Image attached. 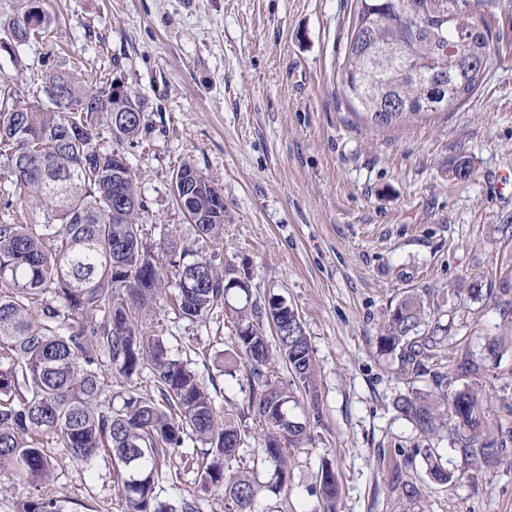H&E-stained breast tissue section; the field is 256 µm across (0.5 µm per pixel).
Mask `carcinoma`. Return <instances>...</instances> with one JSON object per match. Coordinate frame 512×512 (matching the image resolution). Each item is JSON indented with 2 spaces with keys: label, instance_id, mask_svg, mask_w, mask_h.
Returning a JSON list of instances; mask_svg holds the SVG:
<instances>
[{
  "label": "carcinoma",
  "instance_id": "1",
  "mask_svg": "<svg viewBox=\"0 0 512 512\" xmlns=\"http://www.w3.org/2000/svg\"><path fill=\"white\" fill-rule=\"evenodd\" d=\"M47 2L15 0L0 26V48L45 40L55 21ZM402 2L354 0L339 66L349 108L376 130L464 103L484 78L473 64L495 52L491 29L477 28L484 0H453L451 8L448 0H422L433 16L449 12L428 28ZM32 87L42 98L24 112L10 111L8 100ZM390 102L396 108L388 109ZM114 113L133 122L111 132V145L98 126H112ZM144 129L140 103L93 85L90 74L40 70L29 85L0 99V471L23 484L49 483L51 438L76 464L110 458L127 512H199L191 496L173 506L155 494L156 475L189 437L202 450L182 463L224 490V512H258L262 485L239 465L250 432L220 416L197 375L172 355L164 337L142 331V319L168 286L178 291V309L188 319L229 312L235 336L224 351V374L246 367L249 407L264 431L261 454L274 467L270 491L283 485L289 454L311 443L314 428L309 421L300 428L284 421L293 396L272 364L281 361L295 389L312 397L313 350L298 314L279 296L232 307L230 291L249 294L235 269L169 235L147 243L136 173L121 151ZM181 175L200 216L191 227L199 237L219 238L223 191L187 161L173 172L175 179ZM429 316L427 302L409 293L389 311L378 336L380 350L395 355L401 373L426 377L431 386L399 395L394 408L424 438L455 421L466 464L495 465L506 448L486 428L481 365L465 356L449 374L435 363L443 339L420 335ZM145 372L147 391L137 382ZM451 377L470 383L450 392ZM414 453L434 481L455 484L434 449ZM309 493L317 499L315 512H336L339 486L328 460L320 461ZM18 512L70 510L62 499L41 496L23 500Z\"/></svg>",
  "mask_w": 512,
  "mask_h": 512
}]
</instances>
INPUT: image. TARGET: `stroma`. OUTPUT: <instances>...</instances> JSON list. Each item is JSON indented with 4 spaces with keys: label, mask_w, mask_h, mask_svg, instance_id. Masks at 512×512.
Segmentation results:
<instances>
[{
    "label": "stroma",
    "mask_w": 512,
    "mask_h": 512,
    "mask_svg": "<svg viewBox=\"0 0 512 512\" xmlns=\"http://www.w3.org/2000/svg\"><path fill=\"white\" fill-rule=\"evenodd\" d=\"M351 0H51L49 44L0 49V85L25 86L32 69L99 70L139 99L146 127L125 153L146 206V237L163 234L247 276L252 296L283 297L316 359L320 421L292 452L281 494L263 512H311L320 459L339 485L337 512H512V455L465 467L453 427L419 437L396 412L399 394L426 388L380 352L385 312L406 293L430 306L446 339L439 357L483 367L492 436L512 427V0H489L505 41L472 98L408 126L369 130L349 109L339 65ZM473 174L456 180L460 158ZM190 161L224 193L222 241L198 239L178 208L174 170ZM148 331L215 386L220 412L252 434L242 454L261 464L262 427L248 407L245 370L224 375L234 336L215 314L200 322L160 302ZM436 449L452 486L433 482L420 445ZM40 492L75 512H125L109 458L76 465L51 451ZM172 459L155 484L161 502L195 496L224 512V493L202 488ZM0 472V512L35 495Z\"/></svg>",
    "instance_id": "stroma-1"
}]
</instances>
